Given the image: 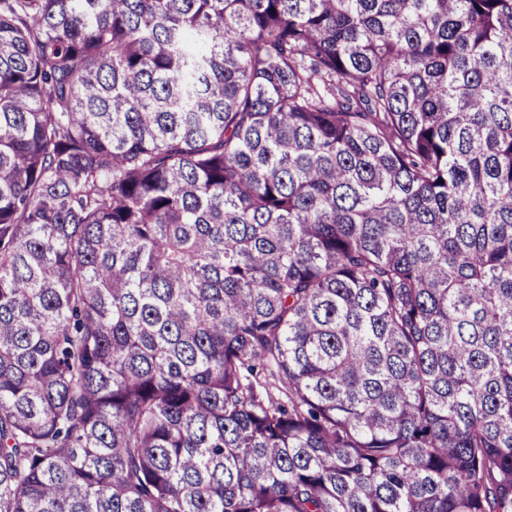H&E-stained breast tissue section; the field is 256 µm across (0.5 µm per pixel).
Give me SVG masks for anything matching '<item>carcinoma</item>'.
<instances>
[{
    "instance_id": "cac0c4a2",
    "label": "carcinoma",
    "mask_w": 512,
    "mask_h": 512,
    "mask_svg": "<svg viewBox=\"0 0 512 512\" xmlns=\"http://www.w3.org/2000/svg\"><path fill=\"white\" fill-rule=\"evenodd\" d=\"M0 512H512V0H0Z\"/></svg>"
}]
</instances>
